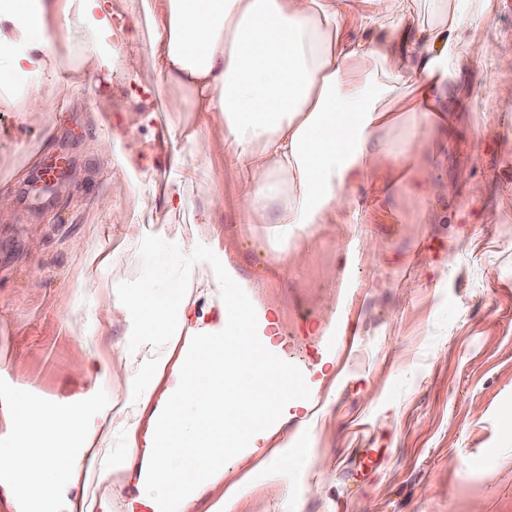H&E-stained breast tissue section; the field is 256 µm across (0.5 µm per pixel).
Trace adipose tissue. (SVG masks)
Wrapping results in <instances>:
<instances>
[{"instance_id": "1", "label": "adipose tissue", "mask_w": 512, "mask_h": 512, "mask_svg": "<svg viewBox=\"0 0 512 512\" xmlns=\"http://www.w3.org/2000/svg\"><path fill=\"white\" fill-rule=\"evenodd\" d=\"M145 26L154 89L170 112H192L186 129L168 124L167 137L194 144L175 156L177 173L165 187L173 213L194 210L203 194L201 171L211 162L200 140L212 130L224 136V165L233 180L239 221L269 224L294 267L304 264L306 241L327 225L361 221L356 192L390 182L429 197L437 187L430 170L412 163L391 130L407 138L448 126V91L460 74L462 37L486 18L488 0H366L363 28L372 38L345 32L350 0H126ZM20 30L0 41V112L27 122L71 107L86 76L110 81L120 61L112 48V0H0V16ZM80 44L77 66L60 59ZM207 282L169 289L165 300L144 290L140 324L164 329L178 359L146 360L120 354L141 378L169 376L164 404L149 418L152 441L139 470L115 464L113 486L129 482L168 486L165 500L139 499L128 512H186L201 483L224 476V458L248 442L265 439L291 401L288 375L269 352L277 323L242 300L240 282L225 270L218 306L221 341L187 324L193 295ZM196 409V431L185 437L184 404ZM20 439L0 448V461L17 478L34 481V464L71 475L68 448L33 443L39 431L80 437L93 445L97 429L70 412L48 415L17 404ZM185 459L174 467L169 449Z\"/></svg>"}]
</instances>
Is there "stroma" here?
<instances>
[{
  "mask_svg": "<svg viewBox=\"0 0 512 512\" xmlns=\"http://www.w3.org/2000/svg\"><path fill=\"white\" fill-rule=\"evenodd\" d=\"M491 5L465 38L451 125L409 147L437 193L398 191L380 205L360 189L364 223L329 225L299 269L282 262L268 225L237 223L220 133L210 135L220 191L194 213H169L166 114L150 65L134 78L113 70L105 113L94 95L40 123L0 112V180L14 199L0 219V448L17 442L20 392L100 425L131 382L114 348H167L162 335L133 331L144 284L169 287L182 266L193 280L218 279L229 266L257 310L279 319L273 361L300 368L321 404L312 420L278 419L269 441L225 460L235 512H512V104L495 95L512 85V0ZM109 131L129 166L97 153ZM24 143L39 155L9 180ZM57 157V181L40 189ZM109 181L121 191L106 193ZM118 209L137 213L135 228L114 223ZM191 233L201 241L186 265L178 243ZM77 240L85 254L72 250ZM118 299L129 314L113 315ZM342 320L353 344L326 331ZM68 446L78 477L44 469L49 493L0 465V512H126L161 494L104 480L109 463L142 462L122 433Z\"/></svg>",
  "mask_w": 512,
  "mask_h": 512,
  "instance_id": "obj_1",
  "label": "stroma"
}]
</instances>
